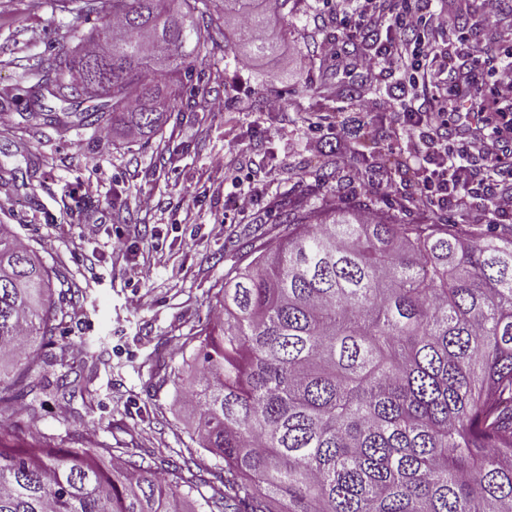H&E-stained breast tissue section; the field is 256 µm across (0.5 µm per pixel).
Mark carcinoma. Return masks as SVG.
Returning <instances> with one entry per match:
<instances>
[{
	"instance_id": "obj_1",
	"label": "carcinoma",
	"mask_w": 512,
	"mask_h": 512,
	"mask_svg": "<svg viewBox=\"0 0 512 512\" xmlns=\"http://www.w3.org/2000/svg\"><path fill=\"white\" fill-rule=\"evenodd\" d=\"M209 0H84L88 44L48 62L44 89L147 142L204 94L194 59ZM237 49L274 52L252 0H221ZM328 200L281 207L275 238L226 278L192 336L202 447L224 458L209 512H512V225L403 224ZM51 271L0 224V512H186L199 486L106 448L28 437L9 413L41 387L42 346L73 312ZM95 351L60 348L56 394Z\"/></svg>"
}]
</instances>
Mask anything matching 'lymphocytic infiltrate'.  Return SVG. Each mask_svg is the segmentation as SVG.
Listing matches in <instances>:
<instances>
[{"label": "lymphocytic infiltrate", "instance_id": "lymphocytic-infiltrate-1", "mask_svg": "<svg viewBox=\"0 0 512 512\" xmlns=\"http://www.w3.org/2000/svg\"><path fill=\"white\" fill-rule=\"evenodd\" d=\"M349 33L379 37L377 50L350 62L338 41H321L316 52L343 67L354 66L365 76L356 90L364 114L374 110L370 81L390 82V105L405 117L403 150L425 169L418 188L421 204L435 211L457 209L467 194L483 192L489 202L488 223L512 215V164L501 145L512 139V110L479 103L477 127L461 123V109L449 106V96H468L489 75L499 95L512 97V60L473 55L456 59L441 47L440 39L457 27L442 0H400L389 10L387 0H362L345 21Z\"/></svg>", "mask_w": 512, "mask_h": 512}]
</instances>
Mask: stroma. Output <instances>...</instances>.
Instances as JSON below:
<instances>
[{"instance_id":"1","label":"stroma","mask_w":512,"mask_h":512,"mask_svg":"<svg viewBox=\"0 0 512 512\" xmlns=\"http://www.w3.org/2000/svg\"><path fill=\"white\" fill-rule=\"evenodd\" d=\"M353 0H288V33L277 55L243 60L231 49L232 32L202 27L205 95L172 116L162 136L128 144L112 128L75 123L66 130L44 123L43 112L59 109L53 98L35 99L43 68L54 56L73 51L96 23L92 14L61 10L56 0H0V224L10 225L54 275L55 294L86 297L66 320L47 365L34 371L42 390L15 410L18 425L38 436H70L98 446L123 448L151 466L193 449L210 494L223 459L198 447L192 415L167 374L182 370L193 335L216 309L224 276L243 263L247 241L275 234L283 202L320 206L336 197L399 212L406 224H480L487 198L467 196L461 211L436 212L411 206L416 175H402L404 129L396 114L381 110V124L366 127L356 101L323 98L324 84H356L358 70L339 69L315 52L325 38L356 54L372 41L349 39L343 15ZM466 38L461 55L496 54L512 48V0H502L497 19L485 18L474 0L461 9ZM224 101L222 111L209 107ZM280 99V110L267 107ZM316 138L307 151L304 142ZM350 143L336 177L324 182L316 169L324 152ZM94 183L93 195L83 193ZM242 189L254 197L246 215L231 212L227 195ZM153 207L139 209L142 195ZM222 221L224 233L211 232ZM98 227L95 236L83 227ZM154 269L138 279L134 260ZM147 302L132 308L129 299ZM94 346L101 364L87 367V395L66 402L53 386L62 373L61 347Z\"/></svg>"}]
</instances>
